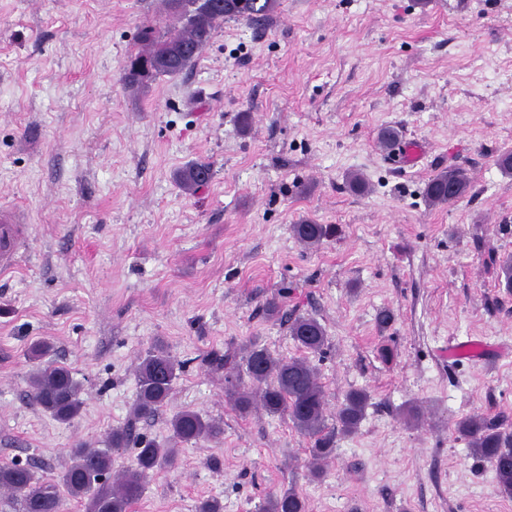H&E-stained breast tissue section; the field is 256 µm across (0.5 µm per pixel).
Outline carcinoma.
<instances>
[{"mask_svg":"<svg viewBox=\"0 0 512 512\" xmlns=\"http://www.w3.org/2000/svg\"><path fill=\"white\" fill-rule=\"evenodd\" d=\"M211 0H181L166 7L181 23L176 31H161L151 24L141 29L144 49L137 60L160 61L155 73L144 78L131 69H123V84L142 89L160 77H177L188 70L211 42L224 20L243 21L250 26H265L273 18L278 0H224V8L213 9ZM211 167L191 162L174 173L176 182L193 191L211 179ZM470 188L466 174L445 170L431 177L424 189L427 205H451ZM298 241L314 247L329 231L321 224L304 220L293 225ZM288 336L298 354L272 353L257 339L245 342L240 359H224V368L236 380L228 398L240 415L261 407L272 416L286 417L295 430L310 440V470L319 477L323 466L336 457V432H358L369 406L370 395L363 389L349 390L336 410V424L328 425L325 385L308 354L320 353L328 343L325 327L311 315L288 320ZM181 364L161 346L149 348L136 367V399L132 409L136 420L154 417L168 401ZM36 403L54 419L69 422L82 410L80 388L71 371L63 366L37 367L30 375ZM508 417L502 413L470 414L456 422L455 433L469 454L490 464L499 490L512 496V432L505 429ZM171 438L166 443L135 434L131 424L115 426L104 448L79 445L69 449V459L56 479H46L30 465H0V489L7 492L16 512H59L62 494L84 507L85 512H129L139 501L148 481L159 471L176 463L180 446L200 439L215 443L224 436V425L192 409L176 412L169 421ZM136 448L132 465L123 467L110 481L113 452L129 446ZM258 512H308L303 498L292 488L270 493Z\"/></svg>","mask_w":512,"mask_h":512,"instance_id":"1","label":"carcinoma"}]
</instances>
